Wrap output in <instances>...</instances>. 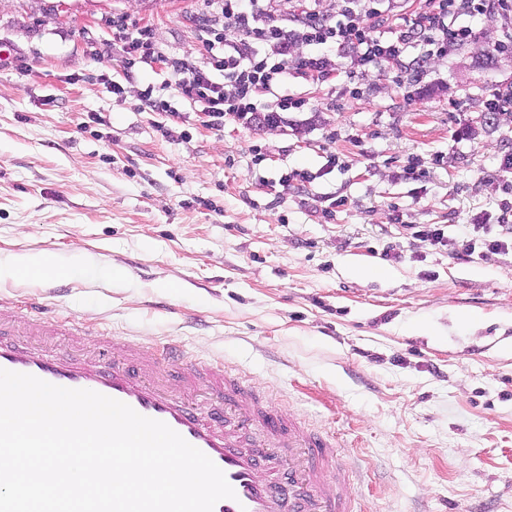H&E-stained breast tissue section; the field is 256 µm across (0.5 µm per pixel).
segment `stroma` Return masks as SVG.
<instances>
[{
  "mask_svg": "<svg viewBox=\"0 0 512 512\" xmlns=\"http://www.w3.org/2000/svg\"><path fill=\"white\" fill-rule=\"evenodd\" d=\"M203 7L0 0V314L75 321L88 342L47 343L80 359L128 336L223 360L335 437L358 512H512V250L454 256L512 201V117L484 120L512 17L419 80L289 79L308 105L278 128L178 101L166 139L140 94L172 74L97 50L118 14L197 54ZM430 224L443 243L415 238ZM370 265L388 278L359 281Z\"/></svg>",
  "mask_w": 512,
  "mask_h": 512,
  "instance_id": "obj_1",
  "label": "stroma"
}]
</instances>
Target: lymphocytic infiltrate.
Listing matches in <instances>:
<instances>
[{
	"label": "lymphocytic infiltrate",
	"mask_w": 512,
	"mask_h": 512,
	"mask_svg": "<svg viewBox=\"0 0 512 512\" xmlns=\"http://www.w3.org/2000/svg\"><path fill=\"white\" fill-rule=\"evenodd\" d=\"M206 3L197 27L206 67L165 58L149 29L119 15L112 19V45L145 63L166 60L178 97L199 105L216 130L228 119L277 127L286 113L304 111L305 100L287 92L289 78L326 82L371 71L386 74L403 69L417 45L428 64L474 39L482 17L512 13V0H422L418 10L403 15L401 29L385 36L378 28L400 0H337L334 20L303 0H290L284 16L276 14L272 0ZM340 53L349 58V71L337 64ZM263 92L276 100L261 111L254 100Z\"/></svg>",
	"instance_id": "obj_1"
}]
</instances>
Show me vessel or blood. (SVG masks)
Returning a JSON list of instances; mask_svg holds the SVG:
<instances>
[{
	"mask_svg": "<svg viewBox=\"0 0 512 512\" xmlns=\"http://www.w3.org/2000/svg\"><path fill=\"white\" fill-rule=\"evenodd\" d=\"M21 327L30 336L61 330L74 342L85 337L76 325L59 326L49 315L27 316ZM172 361V355L158 357L123 337H102L96 355L84 360L0 340V368L119 400L166 423L206 454L236 493L235 498L220 500L214 512H357L332 438L282 413L228 374L222 362L187 365L181 371L183 393L207 386L235 425L216 423L168 391L167 366ZM286 446L297 449L298 455L284 465L278 452Z\"/></svg>",
	"mask_w": 512,
	"mask_h": 512,
	"instance_id": "obj_1",
	"label": "vessel or blood"
}]
</instances>
